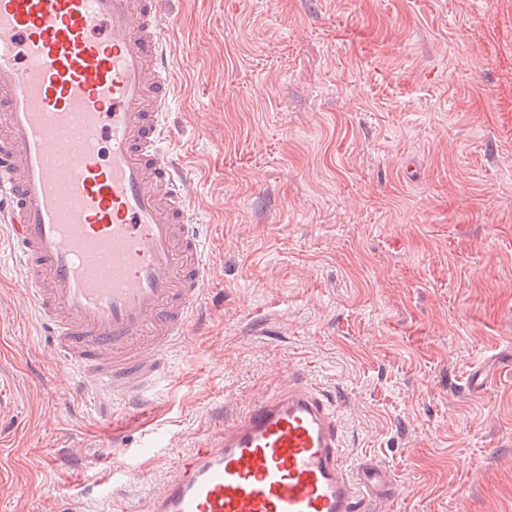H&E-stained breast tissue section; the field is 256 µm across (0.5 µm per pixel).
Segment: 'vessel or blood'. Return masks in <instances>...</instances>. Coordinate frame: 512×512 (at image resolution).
Masks as SVG:
<instances>
[{
  "label": "vessel or blood",
  "mask_w": 512,
  "mask_h": 512,
  "mask_svg": "<svg viewBox=\"0 0 512 512\" xmlns=\"http://www.w3.org/2000/svg\"><path fill=\"white\" fill-rule=\"evenodd\" d=\"M160 0H0V240L59 366L148 409L210 265L185 167ZM115 456L78 457L87 480ZM395 480L349 461L337 407L298 374L212 430L146 512H374Z\"/></svg>",
  "instance_id": "1"
}]
</instances>
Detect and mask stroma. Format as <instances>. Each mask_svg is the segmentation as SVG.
<instances>
[{
	"label": "stroma",
	"mask_w": 512,
	"mask_h": 512,
	"mask_svg": "<svg viewBox=\"0 0 512 512\" xmlns=\"http://www.w3.org/2000/svg\"><path fill=\"white\" fill-rule=\"evenodd\" d=\"M211 269L152 408L86 407L0 257V512H143L290 370L337 401L377 512H512V0H162ZM115 453L88 492L73 457Z\"/></svg>",
	"instance_id": "35a3bbf8"
}]
</instances>
